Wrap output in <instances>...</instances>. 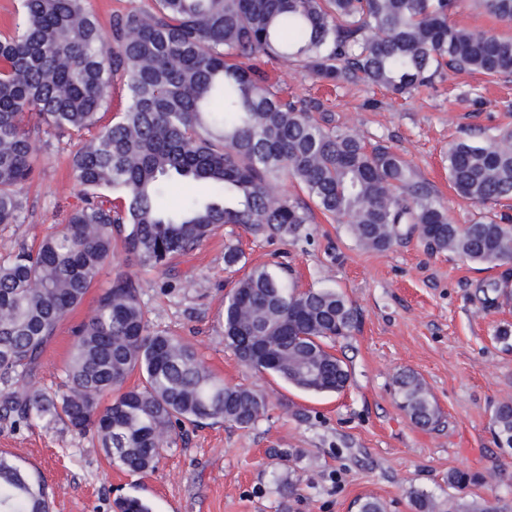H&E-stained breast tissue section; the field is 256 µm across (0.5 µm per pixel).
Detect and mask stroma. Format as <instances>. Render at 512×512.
I'll list each match as a JSON object with an SVG mask.
<instances>
[{"label":"stroma","mask_w":512,"mask_h":512,"mask_svg":"<svg viewBox=\"0 0 512 512\" xmlns=\"http://www.w3.org/2000/svg\"><path fill=\"white\" fill-rule=\"evenodd\" d=\"M267 68L283 94L319 98L335 125L392 146L455 223L502 213V206L479 208L454 194L445 154L471 130L493 135L512 124L504 110L512 104V75L491 80L447 70L397 101L362 82H323L297 61L272 59ZM463 90L468 98H460ZM28 128L38 165L18 223L0 224V258L37 246L82 203L70 173L77 137L36 120ZM228 244L243 250L247 267L279 262L299 289L334 287L352 302L357 327L334 348L351 375L343 392L304 393L239 362L220 326L224 297L240 277L224 267ZM118 272L139 282L151 328L188 339L225 383L262 392L268 406L247 428L222 422L188 431L144 476L109 466L100 449L62 424L1 419L0 453L42 473L52 512H114L120 495L148 500L153 512H357L369 496L386 512H413L416 490L443 503L483 499L494 512H512V448L498 447L491 428L495 406L512 402V263H468L431 250L415 231L388 251H368L344 225L320 215L294 242L228 224L167 267L116 254L57 328L30 379L35 387L62 385L72 329ZM403 370L423 379L441 410L439 427L419 428L400 409L394 379ZM457 470L488 481L456 488L448 474Z\"/></svg>","instance_id":"1"}]
</instances>
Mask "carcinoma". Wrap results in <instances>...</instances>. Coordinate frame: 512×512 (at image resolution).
<instances>
[{
    "mask_svg": "<svg viewBox=\"0 0 512 512\" xmlns=\"http://www.w3.org/2000/svg\"><path fill=\"white\" fill-rule=\"evenodd\" d=\"M150 13L112 16L110 32L86 0H20L21 15L0 34V224L19 221L34 174L26 119L82 137L71 159L82 205L37 249L0 260V381L34 372L56 329L83 301L116 246L141 266L193 252L226 224L294 241L312 221L306 202L274 196L298 185L356 243L384 252L400 227H418L428 246L477 264L512 260L507 216L456 224L428 183L382 141L332 125L317 100L281 97L264 58L304 60L321 79L363 81L395 98L448 68L494 78L512 74V37L454 20L458 0H153ZM512 22V0H479ZM127 103L101 123L112 84ZM448 179L468 202L512 200V128L448 147ZM201 187L179 209L157 206L172 182ZM357 313L335 288L297 292L280 266L254 267L224 300V339L245 366L312 394L344 390L350 373L332 349L352 335ZM139 373L141 384L126 381ZM63 388L0 390V418L59 422L97 443L130 474L157 468L188 427L208 421L254 425L265 396L229 385L193 345L153 330L138 282L116 273L93 315L77 327ZM400 407L434 429L441 412L422 379L396 378ZM110 401L104 407V397ZM494 433L512 431V402L498 404ZM480 473L453 471L466 488ZM414 512H443L423 492ZM115 512H152L120 497ZM0 512H52L43 476L0 455Z\"/></svg>",
    "mask_w": 512,
    "mask_h": 512,
    "instance_id": "obj_1",
    "label": "carcinoma"
}]
</instances>
